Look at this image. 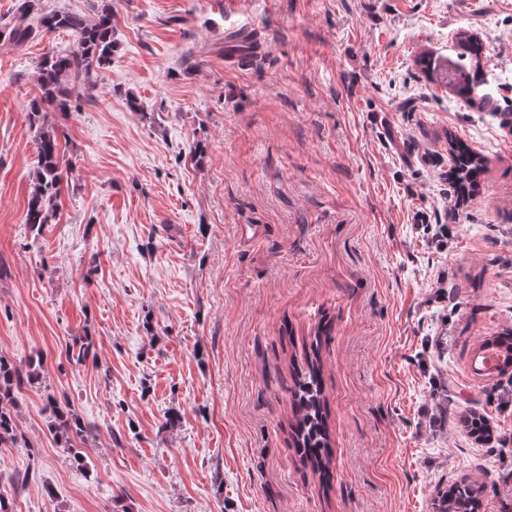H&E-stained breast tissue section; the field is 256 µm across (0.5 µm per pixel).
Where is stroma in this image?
<instances>
[{
	"instance_id": "35a3bbf8",
	"label": "stroma",
	"mask_w": 512,
	"mask_h": 512,
	"mask_svg": "<svg viewBox=\"0 0 512 512\" xmlns=\"http://www.w3.org/2000/svg\"><path fill=\"white\" fill-rule=\"evenodd\" d=\"M112 56L44 108L68 168L54 223L24 222L38 64L76 36L0 41V356L89 427L76 468L38 389L0 447L13 512H434L486 482L512 512V126L415 65L477 35L512 65V0H112ZM256 33L249 63L227 35ZM413 111H400L403 100ZM486 160L456 207L449 137ZM92 342L90 356L74 353ZM318 351L330 481L293 444L291 390ZM486 487L466 480L455 482L445 490L438 489L434 508L436 512H477Z\"/></svg>"
}]
</instances>
